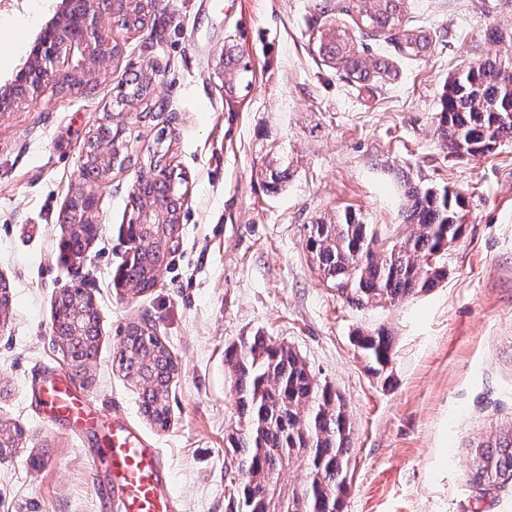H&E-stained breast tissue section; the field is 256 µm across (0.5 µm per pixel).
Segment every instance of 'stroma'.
<instances>
[{
	"label": "stroma",
	"mask_w": 512,
	"mask_h": 512,
	"mask_svg": "<svg viewBox=\"0 0 512 512\" xmlns=\"http://www.w3.org/2000/svg\"><path fill=\"white\" fill-rule=\"evenodd\" d=\"M0 0V85L28 57L58 0ZM347 0H165L151 21L111 20L114 56L73 53L68 69L89 89L53 80L0 113V272L11 304L0 327V424L24 432L0 456V512H117L96 467L103 431L75 434L45 419L38 400L69 374L51 333L60 292L82 279L98 312L96 355L73 378L105 417L128 422L169 466L179 512H237L225 436L239 413L224 354L261 331L295 348L343 397L352 422L344 512H512V485L473 482L477 446L512 426V140L458 158L434 133L448 79L502 54L512 0H410L405 23L430 32L425 56L403 55L394 32L362 34ZM346 28L368 62L389 72L351 82L317 52L320 30ZM142 74L166 102L118 105ZM120 117L131 161L95 184L102 229L82 262L62 243V209L82 186L84 147L106 116ZM181 172L179 229L153 288L119 282L130 243L129 193L159 133ZM285 157L279 189L264 170ZM466 198L460 240L441 255L448 277L429 292L380 307H349L322 282L306 249L309 227L344 212L387 233L405 221L406 184ZM150 326L178 370L170 422L155 425L141 387L117 364L129 322ZM385 328L394 339L390 387L370 375L354 338Z\"/></svg>",
	"instance_id": "35a3bbf8"
}]
</instances>
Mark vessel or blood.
<instances>
[{
	"instance_id": "b4317fda",
	"label": "vessel or blood",
	"mask_w": 512,
	"mask_h": 512,
	"mask_svg": "<svg viewBox=\"0 0 512 512\" xmlns=\"http://www.w3.org/2000/svg\"><path fill=\"white\" fill-rule=\"evenodd\" d=\"M41 393L47 418L67 420L79 431L100 426V415L90 410L88 398L74 391L67 378L47 380ZM99 463L112 474L121 512H174V499L167 489L168 469L161 452L149 447L120 418L112 420Z\"/></svg>"
}]
</instances>
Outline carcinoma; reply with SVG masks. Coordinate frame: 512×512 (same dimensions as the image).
Here are the masks:
<instances>
[{"label": "carcinoma", "instance_id": "1", "mask_svg": "<svg viewBox=\"0 0 512 512\" xmlns=\"http://www.w3.org/2000/svg\"><path fill=\"white\" fill-rule=\"evenodd\" d=\"M128 3L124 24L137 25L150 0ZM408 0H351L358 23L376 31L396 30L401 51L420 57L430 47V35L406 27ZM318 53L346 71L357 84H367L380 69L361 58L352 35L342 28L320 37ZM435 132L448 152L477 158L493 152L512 137V73L497 58L471 65L448 80L436 113ZM406 223L388 247H377L378 231L350 214L332 224H312L306 242L313 263L327 286L357 308L396 304L437 287L448 275L439 262L442 241L461 236L457 213L465 196L406 184ZM130 235L148 239V247L125 265L122 278L139 290L154 286V273L166 258L168 235L151 224L129 228ZM355 346L368 373L387 383V366L394 357L393 339L383 329L355 336ZM225 362L237 396L243 424L226 437L232 453L231 471L238 512H343L350 475L352 424L341 396L316 379L292 347L257 332L228 350ZM118 366L125 376L148 378L153 388L142 390L143 413L158 425L168 422L166 401L176 367L165 344L139 325H128ZM301 460L306 478L285 489L283 471ZM477 482L512 483V430L493 448L473 459Z\"/></svg>", "mask_w": 512, "mask_h": 512}]
</instances>
